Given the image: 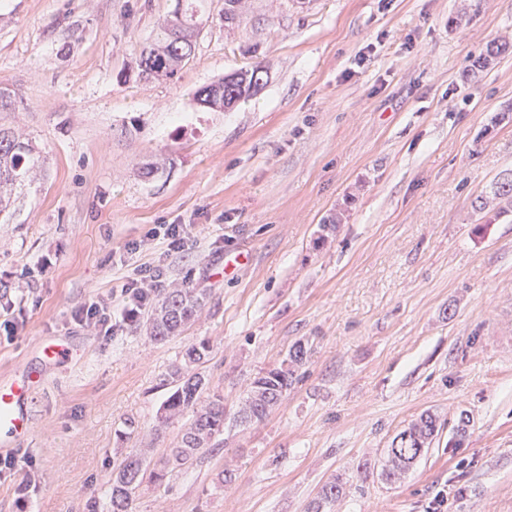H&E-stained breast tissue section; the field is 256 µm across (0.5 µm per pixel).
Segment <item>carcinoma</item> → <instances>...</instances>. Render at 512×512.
<instances>
[{"label": "carcinoma", "mask_w": 512, "mask_h": 512, "mask_svg": "<svg viewBox=\"0 0 512 512\" xmlns=\"http://www.w3.org/2000/svg\"><path fill=\"white\" fill-rule=\"evenodd\" d=\"M177 24L176 19L162 24L153 44L141 51L139 75L157 80L170 78L186 65L183 58L191 52L185 51L173 37ZM511 49L512 44L507 41L493 43L486 53L473 61V67L485 69L495 58ZM248 73L247 69L240 70L239 80L225 85V103L230 105L250 96L251 86L244 85ZM38 163L35 148L26 138L10 128L0 129V216L9 212L15 192L32 184ZM475 207L494 218L511 213L512 178L497 180L487 195L477 199ZM205 299L206 293L197 288L176 286L168 289L148 307L146 326L151 338L161 342L178 335L195 319ZM210 354L208 342L194 344L186 350L184 364L175 366L171 371V391L160 409V420L167 422L189 413V426L179 445L169 449L165 459L152 464L147 461L146 454L136 449L126 454L112 469L109 512H132L133 490L145 482L160 483L174 471L191 466L204 450L214 446L217 437L224 434V397L208 392V381L202 373L188 370L190 365L205 363ZM306 360L305 346L300 342L293 345L279 366L265 371L251 382L236 420L241 423L263 420L283 399L295 380L297 370ZM436 432V418L430 413L420 415L397 435V445L387 449L382 476L392 481L412 467L427 451ZM340 492L336 482L325 484L310 512H323V507L335 501Z\"/></svg>", "instance_id": "obj_1"}]
</instances>
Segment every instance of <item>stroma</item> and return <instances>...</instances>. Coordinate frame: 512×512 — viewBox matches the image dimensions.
Wrapping results in <instances>:
<instances>
[{
	"label": "stroma",
	"instance_id": "obj_1",
	"mask_svg": "<svg viewBox=\"0 0 512 512\" xmlns=\"http://www.w3.org/2000/svg\"><path fill=\"white\" fill-rule=\"evenodd\" d=\"M202 21L189 63L144 80L159 25ZM512 0H0V112L40 151V178L0 223V380L45 382L21 439L30 472L0 512H86L129 449L159 460L189 419L159 425L169 373L224 397L214 451L133 493L134 512H512V215L475 201L512 173ZM261 66L260 91L214 111L194 91ZM164 161L148 177L145 163ZM178 225L184 250L158 234ZM205 289L164 342L142 320L99 336L79 305L120 312L125 284ZM71 355L45 364L42 346ZM308 357L265 420L235 416L295 343ZM438 431L395 482L381 468L422 413Z\"/></svg>",
	"mask_w": 512,
	"mask_h": 512
}]
</instances>
